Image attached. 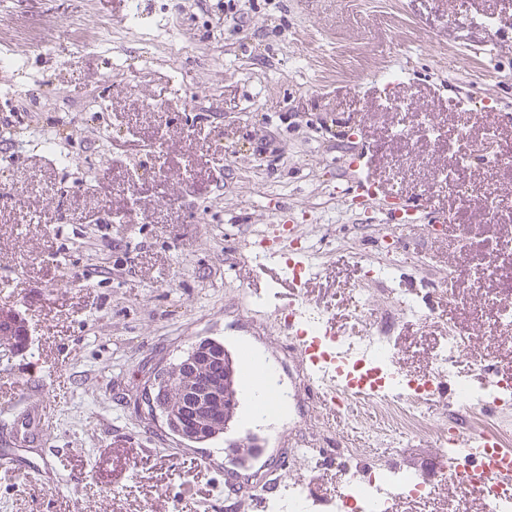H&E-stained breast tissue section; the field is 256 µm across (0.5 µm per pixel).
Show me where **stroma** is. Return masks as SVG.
<instances>
[{"mask_svg": "<svg viewBox=\"0 0 512 512\" xmlns=\"http://www.w3.org/2000/svg\"><path fill=\"white\" fill-rule=\"evenodd\" d=\"M268 26L224 30V0L179 11L174 0H0V22L53 23L75 18L121 29L117 48L97 53L35 51L0 72V123L24 130L55 125L67 99L82 131L67 148L78 169L65 171L40 148L0 157V186L26 188L22 207L0 206V311L30 330L28 349L0 356V451L14 417L46 404L44 442L22 449L35 465L0 464V512H225L221 442L184 443L148 406L154 373L199 338H224L240 324L250 342L295 359L296 342L261 335L288 302L287 285L259 284L246 261V232L277 223L278 201L319 244L316 272L303 294L338 330H354L352 296L359 258L383 243L360 233L334 204L340 162L358 153L365 174L395 194L429 185L433 208L449 214L439 234L413 225L396 249H423L424 268L405 266L396 286L429 303L436 317L471 337L470 364H491L512 377V325L486 337L490 315L472 269L488 243L512 240V224L485 226L479 198L462 202L434 182L433 142L398 138L388 98L411 97L447 131L469 126L481 136L483 108L503 114L512 137V39L486 24L512 16V0H254ZM139 23L129 26V11ZM152 30L157 40L145 41ZM189 52L170 64L167 48ZM402 85L385 86L386 72ZM115 73L104 83L106 73ZM101 98L104 109L81 104ZM109 141H101V131ZM162 139L169 176L145 175L136 191L141 224L113 223L130 193L129 168L149 166L137 145ZM90 188L73 189L80 174ZM451 288H444L445 276ZM399 366L428 374L440 332L421 319L394 328ZM324 410L301 389L294 413L269 431L319 443L326 460L301 456L287 470L315 500L338 496L345 471L336 464L341 432L323 434ZM436 450L425 436L379 448V462L414 471ZM214 455L212 466L203 459ZM426 500L394 501L391 512H483L478 495L444 477Z\"/></svg>", "mask_w": 512, "mask_h": 512, "instance_id": "obj_1", "label": "stroma"}]
</instances>
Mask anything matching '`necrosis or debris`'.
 <instances>
[{
	"mask_svg": "<svg viewBox=\"0 0 512 512\" xmlns=\"http://www.w3.org/2000/svg\"><path fill=\"white\" fill-rule=\"evenodd\" d=\"M53 43L66 51H99L118 43L112 29H87L74 21L50 25L28 24L22 27H0V70L13 67L18 55L39 50ZM353 312L362 329L351 336L344 332L326 335L327 318L321 311L305 308L299 317L305 330L312 335L325 336L328 350L338 365L355 375L371 377L379 390L372 395L351 394L340 390L336 399L350 402L363 409L357 424L364 440L347 442L337 449L336 459L353 464L372 455V443L415 440L432 436L439 448L464 447L466 439L492 437L500 447L512 446V380L489 376L483 386L472 383V375L462 372L461 365L471 343L454 326H442V345L431 365V377L454 384L450 402L455 412L471 418L492 412L493 422L470 426L467 431L457 427L431 424L426 407L433 396L425 380L408 378L395 362L393 340L389 332L374 320L366 304L364 289L354 291ZM431 486L415 475L391 465L378 464L354 473L339 497L323 501V512H389L393 500L402 497L426 498Z\"/></svg>",
	"mask_w": 512,
	"mask_h": 512,
	"instance_id": "obj_1",
	"label": "necrosis or debris"
}]
</instances>
